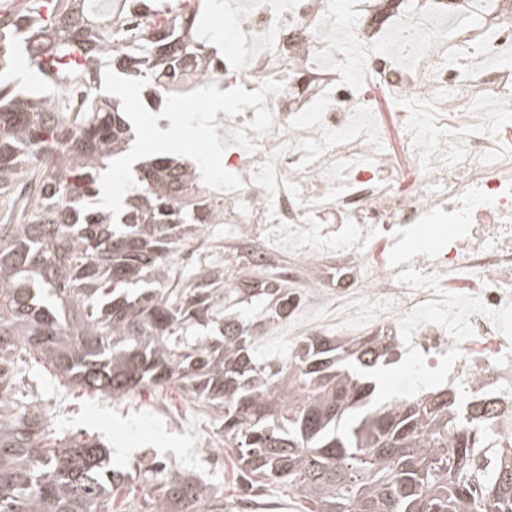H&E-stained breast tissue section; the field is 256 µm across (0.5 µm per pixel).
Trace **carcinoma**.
<instances>
[{"mask_svg": "<svg viewBox=\"0 0 512 512\" xmlns=\"http://www.w3.org/2000/svg\"><path fill=\"white\" fill-rule=\"evenodd\" d=\"M154 6L29 0L0 14V196L11 201L0 211V512H112L126 478L103 444H64L22 405L20 349L103 396L176 384L224 410L240 473L288 484L310 512H512V447L477 426L453 389L375 398L374 375L394 355L385 336H315L285 364L255 357L261 328L237 306L265 304L270 325L292 299L266 256L248 254L251 272L268 274L259 282L226 288L205 267L168 287L178 248L218 213L191 165L155 156L135 166L118 217L95 206L100 171L134 139L121 102L96 93L101 74L146 77L159 101L205 51L197 10L134 39L119 26ZM22 57L53 92L13 87ZM127 512H224V493L172 471Z\"/></svg>", "mask_w": 512, "mask_h": 512, "instance_id": "carcinoma-1", "label": "carcinoma"}]
</instances>
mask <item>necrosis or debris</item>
<instances>
[{
    "label": "necrosis or debris",
    "mask_w": 512,
    "mask_h": 512,
    "mask_svg": "<svg viewBox=\"0 0 512 512\" xmlns=\"http://www.w3.org/2000/svg\"><path fill=\"white\" fill-rule=\"evenodd\" d=\"M466 3L475 29L449 32ZM227 20L245 49L178 92L283 88L266 96L271 130H248L256 151L231 149L244 186L221 196L225 240L335 259L302 305L403 328L417 370L496 403L488 427L512 438V0H239ZM419 224L444 225L445 247L389 266Z\"/></svg>",
    "instance_id": "obj_1"
}]
</instances>
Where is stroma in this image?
Wrapping results in <instances>:
<instances>
[{
    "label": "stroma",
    "instance_id": "stroma-1",
    "mask_svg": "<svg viewBox=\"0 0 512 512\" xmlns=\"http://www.w3.org/2000/svg\"><path fill=\"white\" fill-rule=\"evenodd\" d=\"M197 3L208 18L200 31L208 43H221L228 51L242 45V30L224 24V13L232 8L230 0ZM311 322L304 309H296L263 335L259 354L273 360L286 358L280 337L294 335ZM25 361L29 371L24 388L47 413L56 437L66 441L84 436L105 444L114 468L130 473V480L117 491L118 498L137 494V474L159 463L205 480L223 491L227 504L243 497L245 483L235 466V452L224 441L219 411L196 404L175 385L161 391L146 387L121 398L98 396L64 383L38 353L27 354ZM426 383V377L416 376L412 366L400 359L383 368L378 392L385 398L402 397Z\"/></svg>",
    "mask_w": 512,
    "mask_h": 512
}]
</instances>
